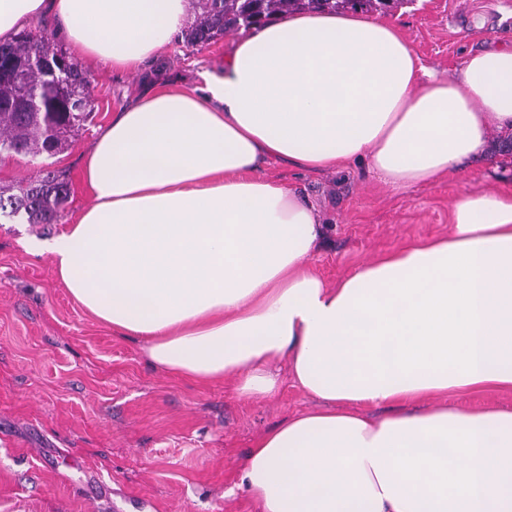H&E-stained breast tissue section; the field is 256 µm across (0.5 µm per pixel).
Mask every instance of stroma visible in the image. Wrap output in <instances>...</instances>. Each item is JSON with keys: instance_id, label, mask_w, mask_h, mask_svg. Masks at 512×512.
<instances>
[{"instance_id": "1", "label": "stroma", "mask_w": 512, "mask_h": 512, "mask_svg": "<svg viewBox=\"0 0 512 512\" xmlns=\"http://www.w3.org/2000/svg\"><path fill=\"white\" fill-rule=\"evenodd\" d=\"M385 16L444 78L476 48L512 45V0H402ZM235 39L192 46L177 33L135 74L80 61L92 113L65 149L0 162V188L41 169L71 184L56 223L0 220V512H260L239 486L249 449L315 406L283 363L281 390L268 399L240 398L229 380L201 385L154 367L140 340L114 334L70 294L47 256L26 248L28 237L56 233L91 205L82 162L113 112L149 78L202 84L204 72L223 69ZM510 138L491 129L482 162L415 186H392L358 164L302 172L273 160L265 171L324 216L325 243L310 264L333 282L403 243L448 234L466 194L512 189V154L500 149Z\"/></svg>"}]
</instances>
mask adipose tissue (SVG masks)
Returning a JSON list of instances; mask_svg holds the SVG:
<instances>
[{"mask_svg":"<svg viewBox=\"0 0 512 512\" xmlns=\"http://www.w3.org/2000/svg\"><path fill=\"white\" fill-rule=\"evenodd\" d=\"M190 0H0V40L53 16L74 56L134 73ZM512 129V48L450 78L388 20L295 12L238 37L221 74L150 87L86 155L92 198L27 249L157 367L272 396L282 361L318 403L260 435L241 486L260 512H512V192L465 195L448 236L328 284L309 265L326 226L265 174L355 162L392 185L458 172ZM385 406L381 419L364 406ZM480 403H497L502 406H512L511 394L490 393L482 396L456 397L448 395V406L469 407Z\"/></svg>","mask_w":512,"mask_h":512,"instance_id":"1","label":"adipose tissue"}]
</instances>
